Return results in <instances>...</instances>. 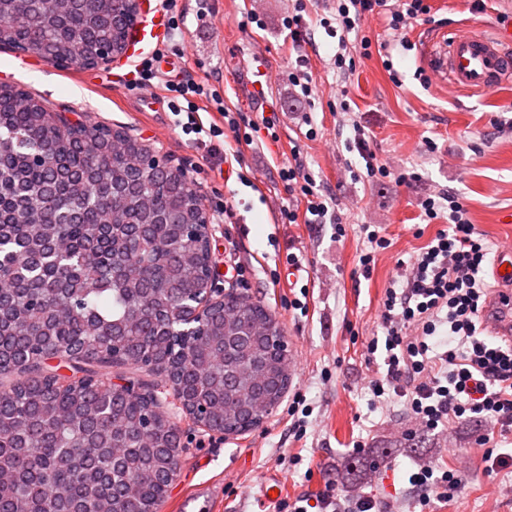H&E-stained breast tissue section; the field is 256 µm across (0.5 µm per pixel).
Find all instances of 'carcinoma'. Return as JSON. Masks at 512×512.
Here are the masks:
<instances>
[{
	"label": "carcinoma",
	"instance_id": "cac0c4a2",
	"mask_svg": "<svg viewBox=\"0 0 512 512\" xmlns=\"http://www.w3.org/2000/svg\"><path fill=\"white\" fill-rule=\"evenodd\" d=\"M131 0H0V44L36 57L126 49ZM128 142L121 155L107 142ZM136 140L103 126L64 134L45 103L0 85V512H157L178 455L175 423L148 390L96 372L61 382L57 356L168 377L186 415L217 432L267 417L287 390L267 309L207 296L202 201L183 176L140 165ZM191 224L200 236L186 233Z\"/></svg>",
	"mask_w": 512,
	"mask_h": 512
}]
</instances>
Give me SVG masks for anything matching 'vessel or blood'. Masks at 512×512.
<instances>
[{"instance_id":"vessel-or-blood-1","label":"vessel or blood","mask_w":512,"mask_h":512,"mask_svg":"<svg viewBox=\"0 0 512 512\" xmlns=\"http://www.w3.org/2000/svg\"><path fill=\"white\" fill-rule=\"evenodd\" d=\"M168 16L151 18L139 33L140 44L158 46L170 37ZM432 61L435 70L463 91L495 92L512 77V52L499 38L461 30L441 42ZM494 273L497 290L485 308L494 334L512 338V251L498 254Z\"/></svg>"}]
</instances>
